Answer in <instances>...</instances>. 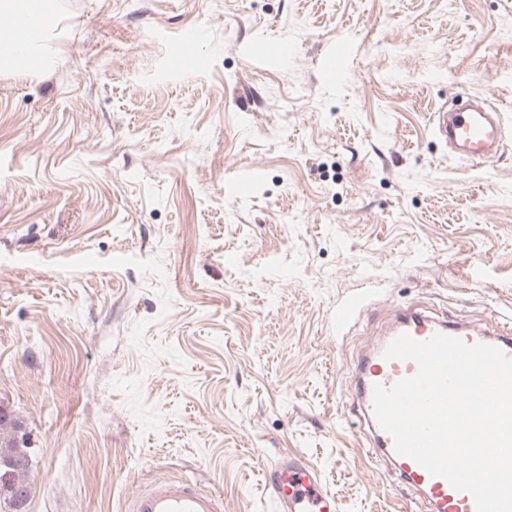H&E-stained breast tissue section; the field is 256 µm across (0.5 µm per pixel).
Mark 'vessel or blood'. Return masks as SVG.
I'll return each instance as SVG.
<instances>
[{
  "instance_id": "1",
  "label": "vessel or blood",
  "mask_w": 512,
  "mask_h": 512,
  "mask_svg": "<svg viewBox=\"0 0 512 512\" xmlns=\"http://www.w3.org/2000/svg\"><path fill=\"white\" fill-rule=\"evenodd\" d=\"M435 136L449 145L462 160L478 162L495 152L502 140L500 114L472 108L448 111L440 108L432 115ZM409 334L418 340L442 333L459 338L465 344L485 343L500 348L512 357V335L477 330L457 321L427 314L415 307L399 309L387 332L388 338ZM384 345L363 355L355 369L354 398L361 424L367 426L370 445L376 457L389 463L412 491L422 496L424 512H476L473 497L456 491L446 479L430 475L413 459L398 455L390 434L378 424L372 406L373 388L392 386L417 372L409 360H388ZM266 487L278 512H337L336 498L321 482L316 470L293 456H283L266 467ZM223 501L190 481H155L128 497L123 512H223Z\"/></svg>"
}]
</instances>
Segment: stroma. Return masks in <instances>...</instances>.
I'll use <instances>...</instances> for the list:
<instances>
[{"instance_id": "35a3bbf8", "label": "stroma", "mask_w": 512, "mask_h": 512, "mask_svg": "<svg viewBox=\"0 0 512 512\" xmlns=\"http://www.w3.org/2000/svg\"><path fill=\"white\" fill-rule=\"evenodd\" d=\"M222 2L53 0V62L0 72L25 512H121L169 476L276 512L284 454L338 512H419L368 452L357 361L403 306L512 323V0ZM187 28L209 65L184 79ZM458 92L503 114L484 163L432 131Z\"/></svg>"}]
</instances>
